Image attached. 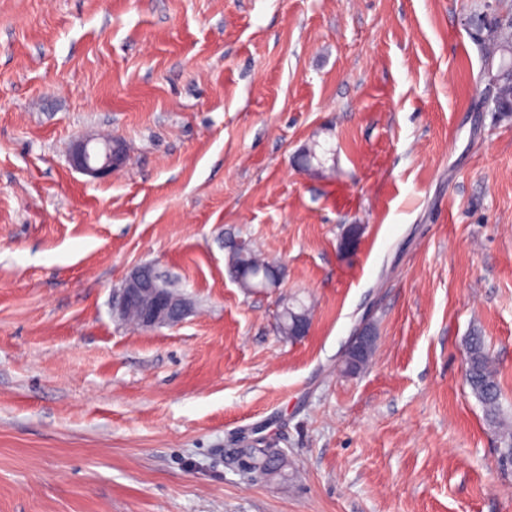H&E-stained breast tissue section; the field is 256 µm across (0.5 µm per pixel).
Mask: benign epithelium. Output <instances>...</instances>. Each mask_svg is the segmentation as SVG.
Masks as SVG:
<instances>
[{"label":"benign epithelium","instance_id":"7a95c632","mask_svg":"<svg viewBox=\"0 0 512 512\" xmlns=\"http://www.w3.org/2000/svg\"><path fill=\"white\" fill-rule=\"evenodd\" d=\"M122 160V145L112 139L81 140L70 155L71 166L91 178L110 175ZM112 309L123 319L134 314L140 327L154 329L181 322L188 313L189 303L183 296L172 293L153 270L140 267L114 292Z\"/></svg>","mask_w":512,"mask_h":512}]
</instances>
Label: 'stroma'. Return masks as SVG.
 <instances>
[{
  "label": "stroma",
  "instance_id": "35a3bbf8",
  "mask_svg": "<svg viewBox=\"0 0 512 512\" xmlns=\"http://www.w3.org/2000/svg\"><path fill=\"white\" fill-rule=\"evenodd\" d=\"M512 0H0V512H512ZM88 134L124 160L94 180ZM334 149L301 167L312 142ZM354 247H340L347 225ZM283 272L247 291L230 241ZM152 266L191 303L122 322ZM303 301L309 333L277 329ZM378 342L341 370L356 328ZM281 452L254 477L237 452ZM511 49V35L506 34L497 43L494 44L491 51H488L486 55L487 69L491 70V72L496 76V84L494 85L495 94L504 104L512 102V74L510 72L511 66H508L504 61V53H511ZM499 51L503 52V58L500 65L498 66V69L494 71V58L496 53ZM504 70H509V73L504 74ZM123 160L122 145L118 140L87 138L79 141L71 155L70 164L79 173L91 178H103ZM146 268L135 269L114 292L113 311L123 319L135 314L138 325L147 329L181 322L188 313V301L173 294L150 267ZM492 355L487 349L484 339L472 334L465 339V377L472 391L485 409L486 419L490 426L503 431L510 443L503 448V456L511 461L512 428L504 422L501 413L500 388L497 372L494 370Z\"/></svg>",
  "mask_w": 512,
  "mask_h": 512
}]
</instances>
